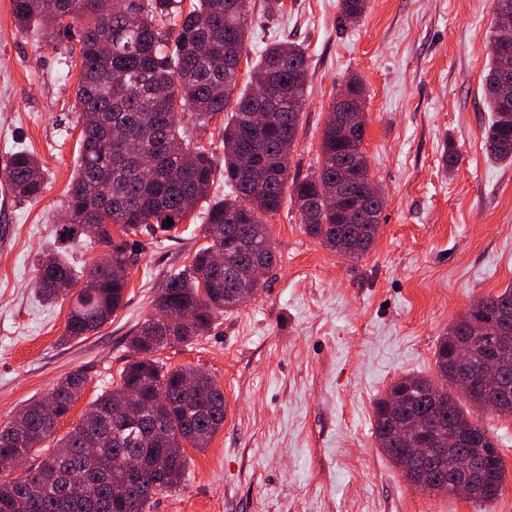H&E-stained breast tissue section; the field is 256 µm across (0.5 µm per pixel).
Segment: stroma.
<instances>
[{
	"label": "stroma",
	"mask_w": 512,
	"mask_h": 512,
	"mask_svg": "<svg viewBox=\"0 0 512 512\" xmlns=\"http://www.w3.org/2000/svg\"><path fill=\"white\" fill-rule=\"evenodd\" d=\"M282 2L271 16L266 0H252L237 86H247L267 44L305 48L306 106L290 163L304 176L317 166L337 91L349 76L362 80L364 146L387 198L379 236L353 260L306 234L290 202L268 217L277 262L257 295L217 315L198 340L159 353L167 367L211 374L226 417L207 448L188 450L185 481L157 493L151 512H512V418L479 416L506 462L501 495L482 505L415 490L373 435L375 403L390 385L435 377L449 325L512 286V161L484 151L493 0H369L352 28L339 25L337 0ZM78 58L76 33L19 30L12 0H0V167L22 148L45 170L31 201L0 181V422L83 371L88 383L58 422L59 437L119 382L128 340L153 314L162 284L205 243L200 205L179 238L138 251L109 322L64 340L70 302L42 303L36 268L59 246L78 154ZM181 125L217 164L210 199L224 197L223 119L187 116ZM450 150L459 156L451 169Z\"/></svg>",
	"instance_id": "obj_1"
}]
</instances>
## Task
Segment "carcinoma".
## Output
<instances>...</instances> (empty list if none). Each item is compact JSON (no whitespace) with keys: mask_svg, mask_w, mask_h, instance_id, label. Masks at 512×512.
<instances>
[{"mask_svg":"<svg viewBox=\"0 0 512 512\" xmlns=\"http://www.w3.org/2000/svg\"><path fill=\"white\" fill-rule=\"evenodd\" d=\"M98 0H12L15 25L66 32L78 30L79 82L76 102L82 126L76 173L70 183L68 222L59 237L86 236L104 252L79 271L64 253L38 260L39 297L54 304L66 295L56 282L84 281L72 302L65 336L81 339L100 329L119 308L133 265L131 245L139 237L170 236L207 198L215 160L204 148L183 140L181 119L193 113L205 123L232 109L224 123V179L230 198L205 212V238L190 264L168 277L155 300L156 315L129 340L138 355L120 374V383L92 400L79 423L53 438L58 421L83 393L81 370L62 377L48 392L54 414L38 398L9 421L0 422V474L13 454L41 460L20 476L0 481V512H150L154 485L176 488L185 480L188 458L181 448L202 450L224 427V390L194 367L170 369L155 354L204 335L216 314L244 303L239 290L257 293L261 282L252 268L276 262L267 217L289 194L305 232L335 252L363 256L379 234L386 197L376 190L363 150L350 146L345 131L347 97L365 102L361 80L350 77L333 99L323 129L319 166L302 179L290 174L308 61L290 42L268 45L253 68L249 88L233 95L252 22L250 0H130L126 11L100 12ZM368 0H338L343 27L359 23ZM512 21V0H493V23ZM484 77V100L493 118L485 133L488 155L512 161V112L503 111L502 80L512 75V54L491 52ZM18 197L36 198L44 185L43 167L25 149L0 170ZM172 225H166L167 219ZM119 236L112 234V229ZM134 236L130 242L127 237ZM512 333V287L472 304L448 328L435 351L440 382L405 376L391 385L374 407L373 434L383 452L418 490L451 493L454 460L470 459V500L488 503L503 489L505 462L488 430L470 418L475 410L512 417V349L500 336ZM193 382L185 393L184 382ZM155 406L136 422L125 419L129 396ZM461 438L438 469L413 461L405 452L413 438L437 444L448 431ZM54 440L51 447L45 445ZM96 450L94 458L87 449ZM138 457L144 471L132 476L120 462ZM127 485L124 509L112 500V480Z\"/></svg>","mask_w":512,"mask_h":512,"instance_id":"1","label":"carcinoma"}]
</instances>
